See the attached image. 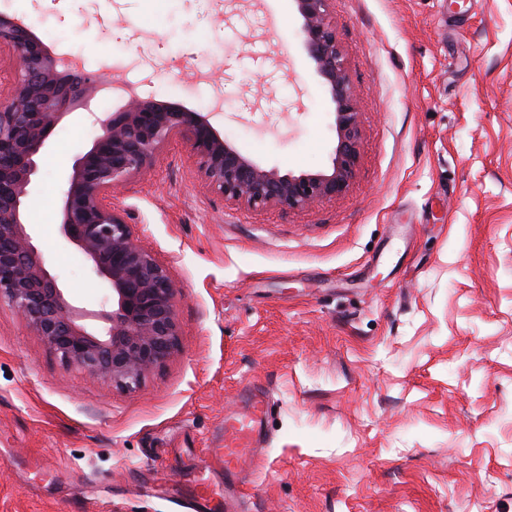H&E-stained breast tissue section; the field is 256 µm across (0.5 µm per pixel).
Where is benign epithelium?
<instances>
[{
  "label": "benign epithelium",
  "instance_id": "7a95c632",
  "mask_svg": "<svg viewBox=\"0 0 512 512\" xmlns=\"http://www.w3.org/2000/svg\"><path fill=\"white\" fill-rule=\"evenodd\" d=\"M302 44L334 105L332 166L282 174L242 154L209 116L125 91L122 110L99 121L100 133L67 176L59 206L62 237L106 286L101 308L73 305L33 243L26 202L38 172L35 157L66 111L107 88L100 78L48 48L28 18L0 12V47L18 69L0 97V301L8 302L65 368L134 391L179 347L177 288L167 269L134 239L112 208V190L140 170L174 135L190 146L205 184L248 208L304 209L345 196L356 175L360 129L343 52L327 22L330 0H293Z\"/></svg>",
  "mask_w": 512,
  "mask_h": 512
}]
</instances>
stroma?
<instances>
[{"label": "stroma", "mask_w": 512, "mask_h": 512, "mask_svg": "<svg viewBox=\"0 0 512 512\" xmlns=\"http://www.w3.org/2000/svg\"><path fill=\"white\" fill-rule=\"evenodd\" d=\"M141 98L281 172L330 168L334 106L292 0H0ZM361 155L345 196L252 210L172 137L112 204L176 285L179 350L133 393L64 369L0 304V512H207V451L269 396L239 512H512V0H331ZM124 67L116 71L113 60ZM123 98L69 109L37 158L34 243L89 310L65 176Z\"/></svg>", "instance_id": "obj_1"}]
</instances>
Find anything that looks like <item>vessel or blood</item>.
<instances>
[{
    "label": "vessel or blood",
    "instance_id": "vessel-or-blood-1",
    "mask_svg": "<svg viewBox=\"0 0 512 512\" xmlns=\"http://www.w3.org/2000/svg\"><path fill=\"white\" fill-rule=\"evenodd\" d=\"M244 411L224 418V445L211 453L216 464L224 468V479L241 481L247 448L253 447L263 430L267 402L261 391H245Z\"/></svg>",
    "mask_w": 512,
    "mask_h": 512
}]
</instances>
